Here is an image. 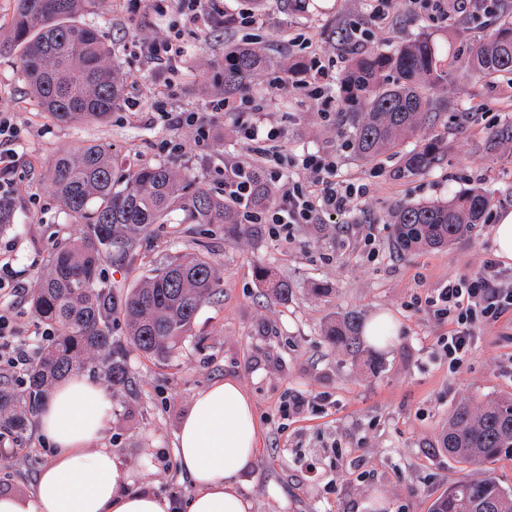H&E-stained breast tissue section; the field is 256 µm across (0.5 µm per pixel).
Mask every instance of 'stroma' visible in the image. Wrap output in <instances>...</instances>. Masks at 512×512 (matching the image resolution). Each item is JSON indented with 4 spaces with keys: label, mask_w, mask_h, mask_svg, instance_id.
<instances>
[{
    "label": "stroma",
    "mask_w": 512,
    "mask_h": 512,
    "mask_svg": "<svg viewBox=\"0 0 512 512\" xmlns=\"http://www.w3.org/2000/svg\"><path fill=\"white\" fill-rule=\"evenodd\" d=\"M373 8L372 0H224L228 23L196 31L173 0H91L77 21L103 35L124 83L123 102L100 123L52 120L30 94L17 54L0 55V116L18 130L17 212L0 233V262L26 288H34L53 248L79 234L51 188L60 151L105 143L124 166L169 162L223 192L225 167L246 161L250 146L234 114L213 112L211 102L225 54L245 43L269 64L230 101L262 105V122L283 131L286 147L271 164L282 185L307 187L301 160L313 154L363 188L346 213L322 223L255 224L235 237L220 224L185 223L177 211L155 226L134 262L104 264L120 293L177 244L207 250L224 275L223 294L199 310L170 359L128 351L129 381L110 388L112 417L99 444L124 456L136 487L179 501L194 493L178 468L175 435L195 394L224 379L249 392L261 426L255 465L239 485L253 512H429L449 486L478 476L476 467L448 457L439 434L458 403L512 396V318L479 326L470 354L454 365L444 351L448 326L427 300L494 260L493 227L475 225L445 248L404 252L395 244L392 215L404 204L445 202L474 188L490 193L492 213L512 208V143L485 149L512 121V80L479 81L456 68L470 47L490 38L501 12L443 20L432 18L424 0H391L390 20L381 23ZM249 10L259 25L235 24ZM178 32L183 54L174 68L154 63L150 44ZM420 37L435 44L448 72V108L424 116L397 154L365 160L350 145L335 90H328V102H315L300 83L312 62L335 83L355 56ZM167 79L175 95L159 94ZM166 111L197 113L214 133L199 139L195 127L164 121ZM431 138L442 144L439 163L400 176L401 155ZM261 267L288 280L287 301L259 280ZM315 279L327 295L312 293ZM350 311L365 321L390 313L401 324L397 343L382 352L364 340L355 355L329 345L325 325ZM297 395L309 408L285 415ZM51 454L35 425L21 441L0 440V491H30Z\"/></svg>",
    "instance_id": "35a3bbf8"
}]
</instances>
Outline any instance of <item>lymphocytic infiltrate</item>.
Here are the masks:
<instances>
[{
    "instance_id": "1",
    "label": "lymphocytic infiltrate",
    "mask_w": 512,
    "mask_h": 512,
    "mask_svg": "<svg viewBox=\"0 0 512 512\" xmlns=\"http://www.w3.org/2000/svg\"><path fill=\"white\" fill-rule=\"evenodd\" d=\"M236 113L240 133L255 148L245 166L225 173V203L242 208L244 218L254 224H313L320 216L346 212L350 199L359 194V187L337 179L333 165L314 155L302 161L303 168L312 175L307 188L283 187L279 176H271V184L279 188L277 201L262 211L250 210L254 183L243 179L242 172L247 168L264 169L269 156L281 151L282 133L254 121L252 111ZM428 305L437 319L449 324L447 351L457 364L468 354L476 327L512 313V277H506L490 263L473 277L449 282L429 299Z\"/></svg>"
}]
</instances>
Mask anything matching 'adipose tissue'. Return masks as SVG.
Segmentation results:
<instances>
[{
  "mask_svg": "<svg viewBox=\"0 0 512 512\" xmlns=\"http://www.w3.org/2000/svg\"><path fill=\"white\" fill-rule=\"evenodd\" d=\"M111 413L110 393L84 375L59 381L39 416L54 456L32 491L0 493V512H252L237 483L255 464L259 425L239 382L199 391L180 423L175 454L195 486L181 503L135 488L121 453L98 447Z\"/></svg>",
  "mask_w": 512,
  "mask_h": 512,
  "instance_id": "adipose-tissue-1",
  "label": "adipose tissue"
}]
</instances>
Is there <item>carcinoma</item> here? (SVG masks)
<instances>
[{"label":"carcinoma","mask_w":512,"mask_h":512,"mask_svg":"<svg viewBox=\"0 0 512 512\" xmlns=\"http://www.w3.org/2000/svg\"><path fill=\"white\" fill-rule=\"evenodd\" d=\"M88 0H16L10 35L0 53L20 51L19 68L43 111L63 125L105 119L123 98V84L109 63L98 30L80 25ZM262 63L253 48L227 56L224 88H237ZM479 79L512 74V21L503 20L489 40L463 60ZM448 71L430 39L418 38L394 52L369 50L355 58L340 81V97L351 145L374 160L416 132L427 112L445 104ZM441 146L430 140L406 154L398 169L410 176L432 168ZM55 196L82 225L79 237L54 248L36 280L31 307L37 320L54 329L25 380L0 383V436L23 437L46 404L55 383L91 366L114 386L125 385V351L166 360L188 335L200 308L222 292L223 272L200 249L176 248L119 298L101 266L122 263L137 252L156 224L180 210L190 224H222L242 233L238 210L224 198L167 164L128 170L104 143L84 144L52 162ZM489 196L465 191L445 203L404 204L394 212L395 242L402 251L443 248L474 224H486ZM15 202L0 199V232L15 221ZM259 277L280 300L288 283L261 268ZM119 314L125 337L112 336ZM360 317L351 311L329 326L330 344L359 351ZM442 448L465 466L512 459V400L485 406L458 404L440 437ZM430 512H512V494L488 468L437 497Z\"/></svg>","instance_id":"cac0c4a2"}]
</instances>
